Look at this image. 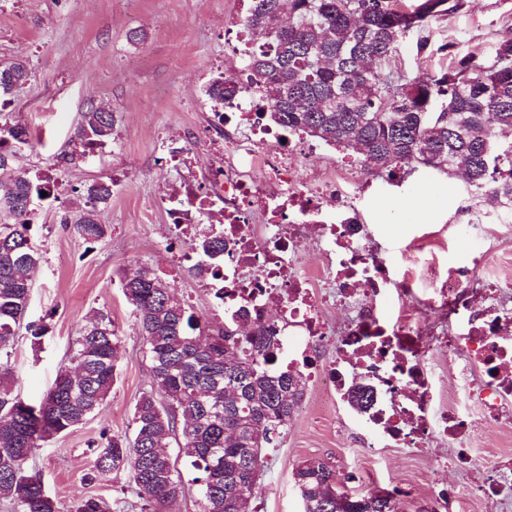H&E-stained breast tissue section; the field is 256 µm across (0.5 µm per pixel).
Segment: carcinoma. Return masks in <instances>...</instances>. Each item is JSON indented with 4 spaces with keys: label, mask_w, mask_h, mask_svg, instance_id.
I'll list each match as a JSON object with an SVG mask.
<instances>
[{
    "label": "carcinoma",
    "mask_w": 512,
    "mask_h": 512,
    "mask_svg": "<svg viewBox=\"0 0 512 512\" xmlns=\"http://www.w3.org/2000/svg\"><path fill=\"white\" fill-rule=\"evenodd\" d=\"M462 7L463 0H250L246 23L255 47L246 68L267 119L334 142L389 180L406 168L462 173L489 199L512 208V140L498 136L512 129V30L491 56L469 52L438 74L413 75L400 58L408 36L416 37V59L424 58L430 23ZM30 79L25 64L14 65L7 82L0 71V96L20 94ZM238 92L221 73L210 82L214 100ZM114 125L112 113L90 106L66 161L104 148ZM26 143L25 126L0 127V215L11 217L0 220V499L9 512H57L28 460L104 404L117 380L123 336L108 313L96 312L38 405L15 392L8 360L17 330L24 324L36 339L49 332L43 322L25 323L42 261L32 234L36 202L54 193L51 176L20 163L17 145ZM111 196L112 184H90L85 208L65 223L85 241L102 240L107 226L98 207ZM194 249L202 257L195 271L203 277L224 254V240L215 236ZM121 289L157 392L136 401L130 432L102 435L89 477L125 472L145 508L168 512L185 492L169 448L178 435L191 482L199 485L197 512H239L240 499L257 493L264 450L277 446L306 380L278 362L272 327L259 324L243 336L209 324L149 265L125 277ZM293 478L303 512H398L395 494L351 492L324 459L302 461ZM70 512L119 510L91 496Z\"/></svg>",
    "instance_id": "obj_1"
}]
</instances>
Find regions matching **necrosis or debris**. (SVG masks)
<instances>
[{
    "mask_svg": "<svg viewBox=\"0 0 512 512\" xmlns=\"http://www.w3.org/2000/svg\"><path fill=\"white\" fill-rule=\"evenodd\" d=\"M226 76L241 92L211 115L224 145L208 166L197 170L179 138L167 140L160 158L184 172L164 198L167 224L184 242L180 264L196 261V238L218 233L224 254L211 285L223 289L225 312L243 309L253 322L280 326L281 358L331 401L349 402L364 385L371 403L355 415L364 440L383 448L444 443L457 470H483L475 488L438 484L403 512H464L474 494L512 504V466L478 459L471 448L477 426L445 400L448 383L434 369L437 355L459 357L457 376L485 421L511 415L512 303L493 282L463 287L460 269L440 264L446 246L437 232L412 243L432 283L428 298H419L415 279L397 277L373 246L365 161L340 152L333 166L321 165L319 144L265 120L244 68ZM310 246L314 266L304 258ZM332 335L335 355L321 362L318 346Z\"/></svg>",
    "mask_w": 512,
    "mask_h": 512,
    "instance_id": "obj_1",
    "label": "necrosis or debris"
}]
</instances>
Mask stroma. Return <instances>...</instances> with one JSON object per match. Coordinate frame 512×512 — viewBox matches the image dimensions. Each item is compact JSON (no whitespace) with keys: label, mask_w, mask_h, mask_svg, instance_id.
Instances as JSON below:
<instances>
[{"label":"stroma","mask_w":512,"mask_h":512,"mask_svg":"<svg viewBox=\"0 0 512 512\" xmlns=\"http://www.w3.org/2000/svg\"><path fill=\"white\" fill-rule=\"evenodd\" d=\"M247 5L248 0H0V63L21 59L33 71L13 111L0 114V125L18 123L38 137V145L23 149L22 162L38 171L57 168L64 201L62 207L38 210L36 243L43 260L27 318L47 323L49 333L36 344L19 331L9 360L15 388L39 404L67 362L73 338L97 311L108 312L124 338L118 378L98 414L48 441L28 463L61 507L94 493L117 503L120 512H142L126 473L86 479L101 434L125 433L136 400L153 388L146 348L132 331L120 281L145 263L168 268L182 246L155 204L177 173L160 169L154 159L162 136L206 130L211 107L198 86L224 55L225 17ZM510 29L512 0H464L461 10L432 23L424 68L436 73L452 66L455 56L491 53ZM93 105L114 115L115 140L95 156L66 163L82 115ZM117 174L122 182L99 213L108 233L102 242L86 245L65 218L86 185ZM374 181L401 201L398 211L374 207L368 213L378 251L396 260L401 275L413 265L410 240L430 228L448 229L471 189L461 178L420 169L396 181L379 175ZM168 282L202 318L227 323L194 268H179ZM313 399V390H306L280 444L266 449L249 512H301L293 471L313 457L354 471L358 479L347 488L357 493H421L436 480L468 487L480 479L476 473H435L430 452L366 447L336 407L314 405ZM472 446L478 456L512 464V421L480 431Z\"/></svg>","instance_id":"35a3bbf8"}]
</instances>
